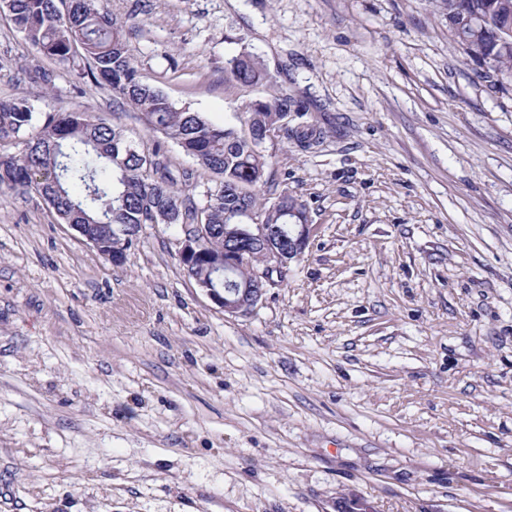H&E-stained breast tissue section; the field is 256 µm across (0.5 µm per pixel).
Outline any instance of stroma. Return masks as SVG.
<instances>
[{"label": "stroma", "instance_id": "obj_1", "mask_svg": "<svg viewBox=\"0 0 512 512\" xmlns=\"http://www.w3.org/2000/svg\"><path fill=\"white\" fill-rule=\"evenodd\" d=\"M136 63L219 126L249 52L324 133L267 142L264 196L316 229L225 316L145 224L116 265L33 193L0 195V512H512V85L429 0H108ZM52 71L53 85L40 73ZM92 106L0 20V101ZM206 204L218 185L177 145Z\"/></svg>", "mask_w": 512, "mask_h": 512}]
</instances>
